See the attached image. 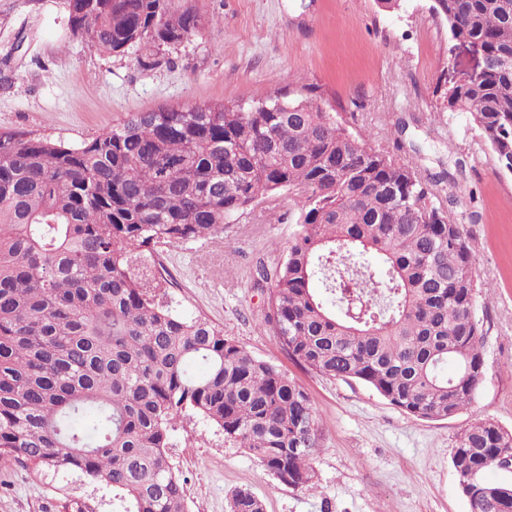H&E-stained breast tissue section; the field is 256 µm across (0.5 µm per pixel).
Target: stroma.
Masks as SVG:
<instances>
[{"instance_id": "1", "label": "stroma", "mask_w": 512, "mask_h": 512, "mask_svg": "<svg viewBox=\"0 0 512 512\" xmlns=\"http://www.w3.org/2000/svg\"><path fill=\"white\" fill-rule=\"evenodd\" d=\"M204 19L199 34L144 67L136 52L100 53L73 36L66 0H0V129L77 145L130 114L161 106L246 102L276 90L319 87V103L372 147L405 157L392 134L422 148L421 172L449 156L468 173L456 188L435 186L451 204L476 254L482 288L484 376L470 405L445 420L415 418L371 387L330 379L289 358L262 317L267 289L259 270H275L295 226L291 200L274 213L246 211L221 233L146 252L162 267V301L202 316L254 356L270 361L309 395L321 449L316 486L279 481L217 427L187 415L174 431L171 464L184 479L188 512H229L234 491L261 499L264 512H469L451 457L458 433L481 419L512 431V173L499 168L467 114L444 106L438 77L447 66L448 31L432 0H184ZM120 512L106 483L77 473L34 477L0 461V512Z\"/></svg>"}]
</instances>
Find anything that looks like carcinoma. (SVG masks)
<instances>
[{
	"instance_id": "carcinoma-1",
	"label": "carcinoma",
	"mask_w": 512,
	"mask_h": 512,
	"mask_svg": "<svg viewBox=\"0 0 512 512\" xmlns=\"http://www.w3.org/2000/svg\"><path fill=\"white\" fill-rule=\"evenodd\" d=\"M73 34L155 66L201 29L175 0H67ZM451 46L483 69L442 71L445 106L512 173V0H433ZM317 87L244 103L165 106L68 146L0 131V460L38 476L112 487L123 512H188L169 438L192 413L282 484L315 487L320 449L308 394L224 327L183 317L141 271L154 244L204 239L291 195L297 229L271 283L288 355L360 381L420 419H448L483 378L476 256L414 157L370 146L318 103ZM364 314H348L351 301ZM470 370L443 373L448 361ZM512 431L491 419L458 435L452 466L470 512H512ZM230 512H264L234 492Z\"/></svg>"
}]
</instances>
